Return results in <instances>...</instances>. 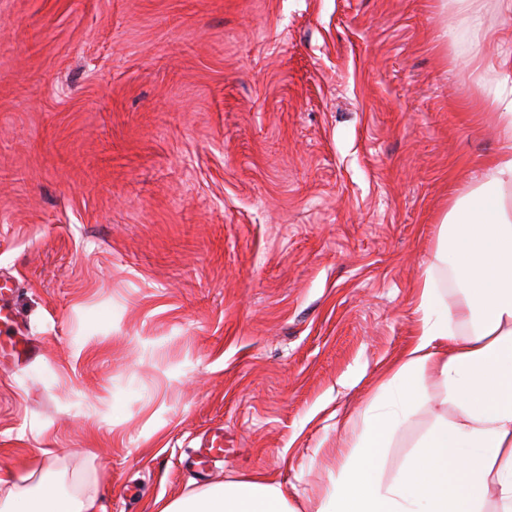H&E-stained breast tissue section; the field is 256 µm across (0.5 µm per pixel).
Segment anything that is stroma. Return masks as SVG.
I'll use <instances>...</instances> for the list:
<instances>
[{
	"label": "stroma",
	"mask_w": 512,
	"mask_h": 512,
	"mask_svg": "<svg viewBox=\"0 0 512 512\" xmlns=\"http://www.w3.org/2000/svg\"><path fill=\"white\" fill-rule=\"evenodd\" d=\"M469 38L456 0H0V276L39 348L0 358V473L96 512L262 473L316 512L501 145ZM224 456V430L216 428L206 433L198 448L188 453L182 463L184 468L205 471L208 464L221 460Z\"/></svg>",
	"instance_id": "obj_1"
}]
</instances>
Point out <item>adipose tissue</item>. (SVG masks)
I'll use <instances>...</instances> for the list:
<instances>
[{
	"mask_svg": "<svg viewBox=\"0 0 512 512\" xmlns=\"http://www.w3.org/2000/svg\"><path fill=\"white\" fill-rule=\"evenodd\" d=\"M501 149L481 182L449 206L438 228L435 262L418 282L419 329L378 387L345 462L317 512H512V96L488 103ZM464 300L448 306L439 267ZM467 334H460V327ZM444 410L392 475L381 451L414 409ZM434 453L438 488L421 510L414 475ZM97 489L62 494L51 482L9 493L0 512H91ZM158 512H293L280 484L254 477L164 504Z\"/></svg>",
	"mask_w": 512,
	"mask_h": 512,
	"instance_id": "1",
	"label": "adipose tissue"
}]
</instances>
